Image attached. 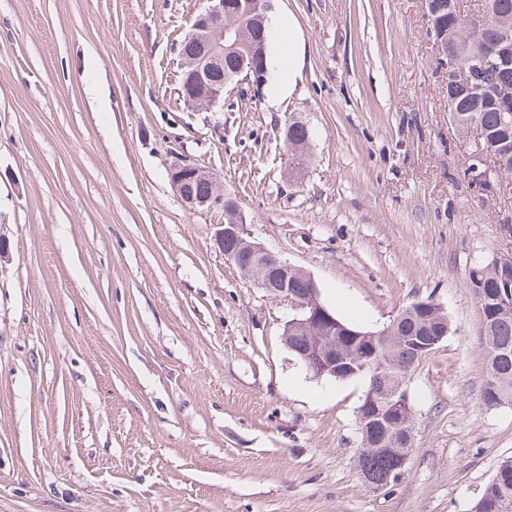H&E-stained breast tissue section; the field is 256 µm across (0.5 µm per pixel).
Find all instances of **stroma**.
<instances>
[{"label": "stroma", "mask_w": 512, "mask_h": 512, "mask_svg": "<svg viewBox=\"0 0 512 512\" xmlns=\"http://www.w3.org/2000/svg\"><path fill=\"white\" fill-rule=\"evenodd\" d=\"M203 0H0V512H469L512 456L483 399L478 262L512 256V191L474 192L424 0H274L268 80L178 96ZM312 132L287 175L285 123ZM189 157L254 240L377 331L430 300L448 337L411 371L399 481L360 478L366 380L312 378L296 307L214 244Z\"/></svg>", "instance_id": "obj_1"}]
</instances>
